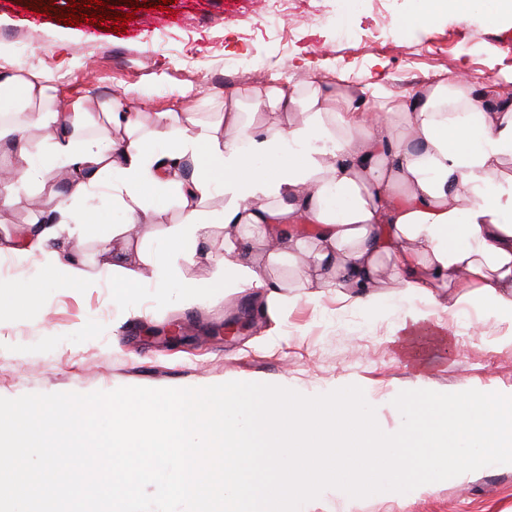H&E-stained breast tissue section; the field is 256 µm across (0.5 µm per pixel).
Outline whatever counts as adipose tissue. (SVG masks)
<instances>
[{
  "mask_svg": "<svg viewBox=\"0 0 512 512\" xmlns=\"http://www.w3.org/2000/svg\"><path fill=\"white\" fill-rule=\"evenodd\" d=\"M286 86L260 82L245 99L226 101L210 122L179 127L175 112L149 117L113 99L109 121L126 138L102 150L71 138L85 119L72 112L56 157L69 173L74 208L56 204L54 224H31L23 239L0 238V253L42 258L46 280L84 281L81 254L66 240L92 224L76 203L111 169L112 204L126 214L103 246L130 242L148 224L147 194L180 205L154 263L157 290L181 264L195 263L212 226L224 229V251L211 276L184 281L194 294L256 290L266 311L286 310L284 287L333 288L370 303L381 278L411 297L451 311L480 300L491 315L512 319V97L457 77L411 94L378 84L332 85L302 63ZM13 162L0 166V206L39 181L23 138ZM221 212L199 209L214 192ZM316 227L314 236L296 232ZM287 267L288 281L270 269Z\"/></svg>",
  "mask_w": 512,
  "mask_h": 512,
  "instance_id": "ef3b65f1",
  "label": "adipose tissue"
}]
</instances>
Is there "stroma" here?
<instances>
[{"label":"stroma","instance_id":"obj_1","mask_svg":"<svg viewBox=\"0 0 512 512\" xmlns=\"http://www.w3.org/2000/svg\"><path fill=\"white\" fill-rule=\"evenodd\" d=\"M110 4L115 13L134 12L146 29L90 39L86 25L61 22L69 0H0V79L33 72L49 87L41 104L24 109L0 99V126L24 127L33 162L45 167L42 180L0 208V237L35 221L37 204L54 186L47 160L57 131L38 122L41 108L64 114L81 101L91 120L79 139L105 147L116 135L103 115L113 96L133 112H191L207 120L218 102L258 81L287 83L305 60L325 81H379L394 93L451 75L484 85L512 78V52L499 47L501 30L488 22L497 0H471L463 20L426 12L423 0H368L363 7L283 0L273 15L265 0H174L167 12H135L128 0ZM412 20L418 30H410ZM72 243L86 257L93 287L46 282L37 256L14 259L15 274H0L13 294L39 293L34 307L0 312V397L252 380L325 394L355 384L377 422L391 428L401 418L393 401L406 390L512 391V321L479 306L450 312L412 302L387 281L372 307L327 291L264 316L249 291L191 299L175 286L158 293L143 263L134 291L120 297L112 255L95 228ZM412 313L417 338L407 347L403 322ZM239 318L249 327L225 335V323ZM310 512H512V466L354 505L328 495Z\"/></svg>","mask_w":512,"mask_h":512}]
</instances>
